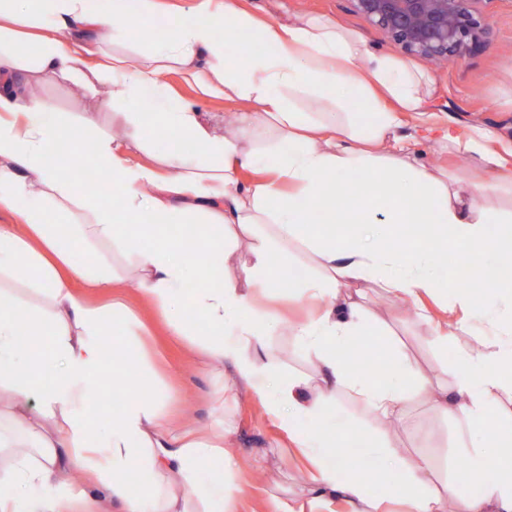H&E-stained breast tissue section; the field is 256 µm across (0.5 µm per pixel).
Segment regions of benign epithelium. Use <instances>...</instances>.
<instances>
[{
    "label": "benign epithelium",
    "instance_id": "obj_1",
    "mask_svg": "<svg viewBox=\"0 0 512 512\" xmlns=\"http://www.w3.org/2000/svg\"><path fill=\"white\" fill-rule=\"evenodd\" d=\"M352 11L409 54L460 61L484 49L492 29L484 9L495 0H349Z\"/></svg>",
    "mask_w": 512,
    "mask_h": 512
}]
</instances>
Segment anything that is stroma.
Instances as JSON below:
<instances>
[{
  "mask_svg": "<svg viewBox=\"0 0 512 512\" xmlns=\"http://www.w3.org/2000/svg\"><path fill=\"white\" fill-rule=\"evenodd\" d=\"M243 8L261 19L284 22L298 15H318L360 33L365 48L372 54L402 58L399 47L370 27L351 10L349 0H240ZM493 37L477 55L447 68H436L424 59L412 63L433 79L426 101L427 121L413 115L403 117L402 132L415 138L416 160L430 168L445 169L460 194H469L473 185L512 179V0H495L489 14ZM170 89L179 97L198 103L214 121L224 122L240 112L238 102L221 96L201 97L199 92L171 75ZM34 95L48 101L64 116L92 112L103 128L112 126L108 89L99 86L96 95L62 82L32 84ZM440 131L454 127L468 135L471 128L484 127L497 136L496 150L502 157L499 168L483 170L475 160L455 148H444L436 138H424V127ZM364 309L371 322V333L363 337V347L382 353L390 345L405 354L427 388L419 393L402 415L382 426L377 417L345 396H336V417L356 424L372 435L387 439L393 450L411 460L426 459L432 486L443 488L457 480L455 468L462 458L461 441L466 425L456 418H443L433 407L431 391L453 382L452 369L461 352L475 342L497 343L499 324L512 323V300L496 303L493 323L474 319V332L438 342L432 326L420 318H408L405 308L421 304L436 310L429 296L421 300L398 297L372 284L364 286ZM123 301L152 325L150 344L157 358L156 395L173 419L176 429L187 427L207 431L217 420H225L232 431L224 448L233 460L224 472V481L235 500L236 512H277L282 502L308 505L311 493L307 481L298 477L305 470L303 459L290 448L287 433L267 413L256 396L239 393L232 366L216 372L210 362L190 357L187 339L168 335L162 319L143 299L134 285L121 292ZM268 356L284 367L316 376V361L279 328L266 339ZM223 403H216V396Z\"/></svg>",
  "mask_w": 512,
  "mask_h": 512,
  "instance_id": "obj_1",
  "label": "stroma"
}]
</instances>
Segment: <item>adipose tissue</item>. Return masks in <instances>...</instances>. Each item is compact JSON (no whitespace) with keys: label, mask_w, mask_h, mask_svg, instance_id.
<instances>
[{"label":"adipose tissue","mask_w":512,"mask_h":512,"mask_svg":"<svg viewBox=\"0 0 512 512\" xmlns=\"http://www.w3.org/2000/svg\"><path fill=\"white\" fill-rule=\"evenodd\" d=\"M164 21L161 48L133 57L107 49L122 30L153 34ZM256 51L233 54L243 39ZM175 73L205 96L241 103L231 129L221 128L196 103L173 94L164 78ZM59 79L93 91L110 87L113 116L125 135L116 140L91 116L65 119L30 91L39 79ZM326 101L358 98L376 112L359 128L357 115L302 111L297 94ZM428 79L403 60L367 53L362 36L318 17L270 23L237 0H194L190 8L165 0H0V512H235L224 491V424L208 431H174L153 397L155 371L149 329L121 300L122 280L94 266L74 242L131 254L133 279L175 336L205 326L191 341L215 367L231 364L282 425L312 423L290 440L307 463L318 497L340 495L354 512H385L401 500L407 512H512V431L490 434L482 425L502 394H512V338L497 349L463 351L453 385L433 402L441 414L467 422L464 482L434 490L426 461H407L355 432L348 455L336 438V393L345 391L384 419L399 417L423 383L411 362L389 352V372L377 381L352 372L343 355L369 324L349 291L374 283L390 294L417 298L443 283L444 255L457 267L482 268L488 287L461 293L459 317L439 324L440 340L470 333L472 313L488 314L512 288V214L478 205L485 185L461 197L447 179L412 157L398 130L405 113H422ZM164 139L165 152L148 151L147 137ZM91 163L105 172L111 203L85 194L76 175H61L50 159L83 138ZM144 153L129 163V152ZM274 156L270 167L261 159ZM263 175L240 187L247 167ZM29 200L18 210V200ZM348 227L337 235V225ZM414 225L400 245L399 231ZM195 229L187 250L183 231ZM252 259L236 263L240 235ZM301 240L321 273L293 276L283 255ZM492 257L494 265L483 262ZM202 277V288L186 287ZM27 282L42 302L20 301L9 279ZM111 294L98 305L72 291V279ZM289 288L315 312L289 331L318 362V379L280 369L264 359L276 321L261 314L256 291ZM37 337L24 347L20 333ZM119 353L122 371L139 379L136 392L112 416L94 398L108 360ZM494 454H487V447ZM393 473L383 498L363 481H340L347 456ZM86 470L92 496L79 497L72 470Z\"/></svg>","instance_id":"1"}]
</instances>
